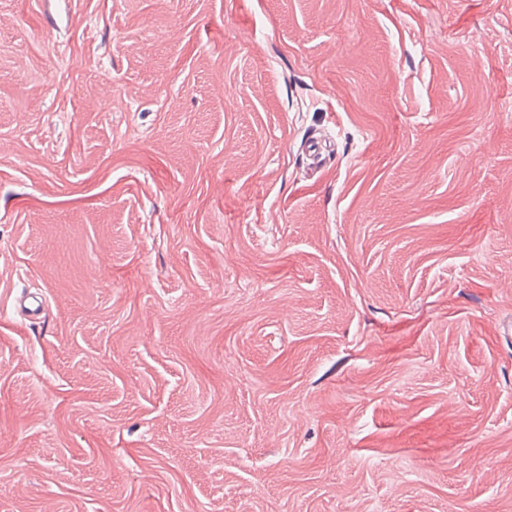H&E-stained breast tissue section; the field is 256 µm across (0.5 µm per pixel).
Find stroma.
I'll return each mask as SVG.
<instances>
[{
  "label": "stroma",
  "mask_w": 512,
  "mask_h": 512,
  "mask_svg": "<svg viewBox=\"0 0 512 512\" xmlns=\"http://www.w3.org/2000/svg\"><path fill=\"white\" fill-rule=\"evenodd\" d=\"M0 512H512V0H0Z\"/></svg>",
  "instance_id": "obj_1"
}]
</instances>
